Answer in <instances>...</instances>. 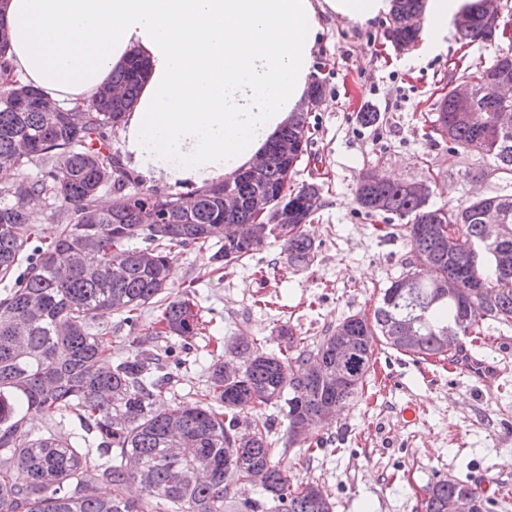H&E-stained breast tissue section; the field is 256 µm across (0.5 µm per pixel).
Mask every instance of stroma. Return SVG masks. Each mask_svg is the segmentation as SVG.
Here are the masks:
<instances>
[{
	"label": "stroma",
	"mask_w": 512,
	"mask_h": 512,
	"mask_svg": "<svg viewBox=\"0 0 512 512\" xmlns=\"http://www.w3.org/2000/svg\"><path fill=\"white\" fill-rule=\"evenodd\" d=\"M385 18L362 26L324 17L312 79L325 87V105L309 114L312 143L290 185L323 186L319 213L305 231L317 254L308 268L291 267L281 241L268 240L246 264L232 262L201 275L202 254L185 247L173 262L179 286H194L199 314L209 326L197 351L184 352L179 338L159 339L182 363L158 406L176 408L206 384L205 368L223 355L238 333L276 347V326L289 322L299 336L319 340L347 316H370L384 288L405 272L409 246L397 223L383 228L358 215L354 192L369 172L429 186L433 207L454 206L471 193L490 194L504 184L491 161L476 156L448 163V145L428 137V116L474 60L492 62L504 43L462 45L449 33L432 53L414 46L399 53L384 39ZM378 113L375 124L360 120ZM483 166L488 176L473 180ZM481 341L463 337L475 356L496 359L501 376L487 386L444 360H427L378 346L376 361L358 395L332 427L320 430L323 447L307 455L306 441L289 445L279 461L293 480L325 486L335 512H423L425 489L453 477L480 486L495 506L512 512V325L482 323ZM414 406L408 424L400 412Z\"/></svg>",
	"instance_id": "35a3bbf8"
}]
</instances>
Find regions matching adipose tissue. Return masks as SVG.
Returning a JSON list of instances; mask_svg holds the SVG:
<instances>
[{
    "label": "adipose tissue",
    "mask_w": 512,
    "mask_h": 512,
    "mask_svg": "<svg viewBox=\"0 0 512 512\" xmlns=\"http://www.w3.org/2000/svg\"><path fill=\"white\" fill-rule=\"evenodd\" d=\"M473 0H425L422 41L442 45ZM392 0H6L0 83L80 107L131 56L145 79L121 127L148 184L204 188L248 168L303 105L324 16L359 24Z\"/></svg>",
    "instance_id": "adipose-tissue-1"
}]
</instances>
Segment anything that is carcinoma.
I'll return each instance as SVG.
<instances>
[{"mask_svg":"<svg viewBox=\"0 0 512 512\" xmlns=\"http://www.w3.org/2000/svg\"><path fill=\"white\" fill-rule=\"evenodd\" d=\"M423 0H394L384 37L393 47L413 45L420 29L411 19ZM455 25L461 43L512 40L508 23L493 24L473 4ZM512 64L508 56L467 66L462 79L482 84ZM145 76L133 57L112 73V83L84 107L73 125L64 112H44V93L0 85V168L16 171L41 163L37 179L20 177L0 185V512H334L328 490L295 483L277 457L284 449L268 407L285 411L288 442L313 438L309 422L331 407L343 408L362 389L375 344L413 355L450 359L460 337L481 334V321L512 324V231L500 242L484 240L486 215L503 214L512 227V193L503 190L448 208H431L406 182L360 177L357 210L367 219L397 218L409 246L406 272L383 289L373 320L351 315L328 327L313 343L303 342L288 323L277 327V350L268 352L249 336H237L225 353L242 368L224 375L211 364L208 385L178 409L155 408L156 393L173 379L168 354L148 344L165 336L183 340L202 334L196 291L164 301L154 325L117 345L101 320L112 314L135 327L145 307L165 293L176 249L208 252L204 273L224 263L252 258L266 240L283 242L288 264H312L317 247L304 233L322 207V188L308 183L288 191L292 159L266 149L265 181L239 178L186 193L130 189L134 182L112 137L136 102ZM122 91L112 96V87ZM501 100L484 92L476 117L459 120L452 93L435 103L432 132L448 141V159L475 154L512 175V126L501 123ZM302 146L311 143L308 114L294 113L280 133ZM59 164H50L51 159ZM112 199L98 203L104 188ZM239 201L224 210V192ZM60 224L45 242L30 211L50 198ZM278 198L288 223H255L260 199ZM153 211L154 224L143 223ZM458 288L448 291V280ZM350 382L336 385L340 358ZM318 362L313 376L308 365ZM40 416L36 431L28 420ZM78 420L81 431L69 429ZM260 490L237 495V485ZM136 483L142 495H128ZM106 484L111 492L98 493ZM461 498L492 501L461 481L439 479L426 489L424 512H449Z\"/></svg>","mask_w":512,"mask_h":512,"instance_id":"carcinoma-1","label":"carcinoma"}]
</instances>
